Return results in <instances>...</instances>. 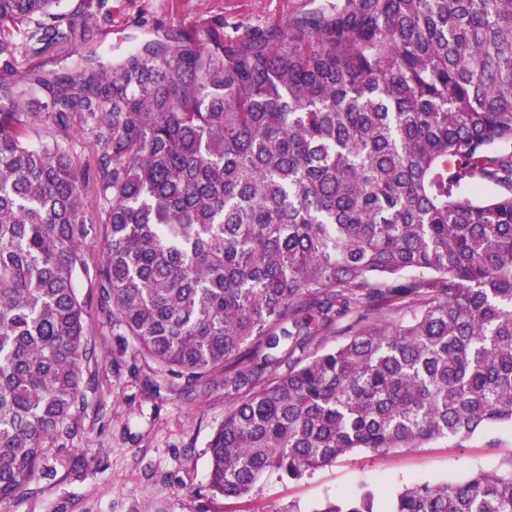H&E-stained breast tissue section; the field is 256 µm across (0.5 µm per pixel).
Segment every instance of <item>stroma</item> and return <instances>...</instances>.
Here are the masks:
<instances>
[{
    "label": "stroma",
    "mask_w": 512,
    "mask_h": 512,
    "mask_svg": "<svg viewBox=\"0 0 512 512\" xmlns=\"http://www.w3.org/2000/svg\"><path fill=\"white\" fill-rule=\"evenodd\" d=\"M112 21L90 25L81 41L56 57H29L24 67L57 69L90 49L117 57L154 30L205 38L210 26L225 36L262 33L313 6L312 0H109ZM87 336L100 356L94 413L80 434L53 460L51 476L16 499L9 512H312L325 497L368 483L378 499L403 484L428 479L461 481L475 470H495L512 459V425L477 430L464 442L434 440L386 454L359 450L299 481L261 478L246 498L212 496L207 444L234 397L222 376L188 393L154 391L134 348L120 350L104 324L98 293L78 280Z\"/></svg>",
    "instance_id": "35a3bbf8"
}]
</instances>
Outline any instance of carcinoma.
I'll use <instances>...</instances> for the list:
<instances>
[{
  "label": "carcinoma",
  "instance_id": "carcinoma-1",
  "mask_svg": "<svg viewBox=\"0 0 512 512\" xmlns=\"http://www.w3.org/2000/svg\"><path fill=\"white\" fill-rule=\"evenodd\" d=\"M62 2L0 0V512L89 408L80 279L148 385L221 371L239 395L208 442L214 496L512 424V0H336L252 37L164 32L19 71L111 18ZM77 119L91 217L61 144ZM312 512H512V459ZM84 124L77 120L69 131L67 139L64 140L66 149L73 154L80 162L82 175L86 180L88 198L87 204L90 211L95 210L96 196L94 189V158L96 147Z\"/></svg>",
  "mask_w": 512,
  "mask_h": 512
}]
</instances>
